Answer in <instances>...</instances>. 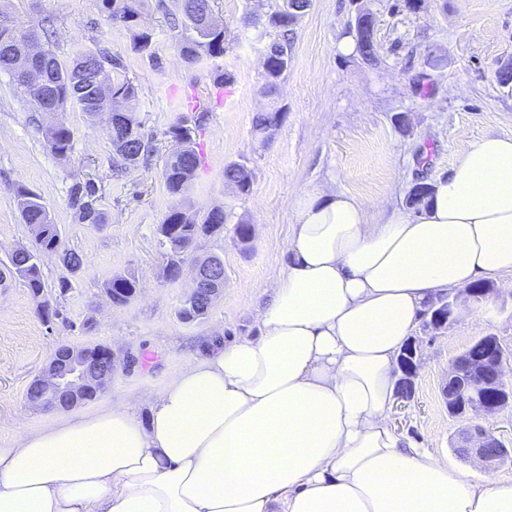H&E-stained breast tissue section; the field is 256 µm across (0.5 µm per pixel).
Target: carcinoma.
Listing matches in <instances>:
<instances>
[{"label": "carcinoma", "mask_w": 512, "mask_h": 512, "mask_svg": "<svg viewBox=\"0 0 512 512\" xmlns=\"http://www.w3.org/2000/svg\"><path fill=\"white\" fill-rule=\"evenodd\" d=\"M100 11L107 20L127 29L132 34V50L148 59L155 68L161 67L160 58L153 47V31L142 24L140 9L128 0H100ZM213 0H157L156 10L162 12L171 29L181 31L178 41L180 55L190 63L217 59L224 56L226 33L224 26L208 23L204 18L202 5L212 9ZM311 5V0H282L278 7L266 15L261 23L260 37L267 39L264 53L265 88H272L291 67L292 52L296 38V24L299 16ZM11 42V51L22 55L28 51L30 36L0 16V39ZM107 63L116 77L112 79L111 97L100 98L93 84L90 71H80L83 60L93 56ZM39 63L55 91V102L49 111L65 112L77 107L92 117L100 110L116 108L119 120L106 129L115 156L112 162V177L119 179L137 168L151 152V145L142 132L141 123L136 118L132 104L138 98V86L132 79L122 76L125 70L123 59L105 48L95 52H83L69 64L62 63L50 48L38 52ZM285 108L275 107L258 113L253 120L257 133L267 139L281 124ZM207 113L182 116L169 126L166 134L177 143V149L164 160L163 179L169 193L181 197L187 195L196 171L201 164L198 140L203 135ZM47 140L51 151L65 157L71 151L72 134L62 123H52L47 127ZM224 183L232 185L239 194L251 191L252 171L244 162H230L224 166ZM100 188L96 182H77L70 189V203L87 224H102L104 217L97 207ZM429 186L415 185L408 203L414 212H419L428 196ZM17 205L24 223L40 228L36 243L29 248L19 249L9 257V271L28 289L33 298L44 291L41 256L44 253H57L68 271L75 272L82 265L81 256L73 250L62 248L61 232L54 223L49 210L41 197L33 190L20 186L16 192ZM224 228V211L215 209L200 218L189 216L182 209H174L157 228L162 245L166 249V277L176 281L184 272L192 244L199 238L212 235ZM139 282L135 276L116 273L103 284L104 292L112 300V305H127L135 296ZM208 310L202 304L187 306L180 304L177 317L185 322L204 318Z\"/></svg>", "instance_id": "1"}]
</instances>
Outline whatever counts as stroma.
<instances>
[{
  "mask_svg": "<svg viewBox=\"0 0 512 512\" xmlns=\"http://www.w3.org/2000/svg\"><path fill=\"white\" fill-rule=\"evenodd\" d=\"M279 2L216 0L226 51L190 64L179 53L178 32L155 10V0H145L143 21L162 61L155 69L132 51L129 32L100 13L99 0H0V11L23 29L37 31L44 18L54 20L51 47L62 63L97 48L120 54L139 87L135 110L153 149L149 165L113 179L107 114L93 121L71 108L58 119L72 132V150L55 155L46 137L49 117L0 72V448L10 447L17 431L52 419V412L31 407L25 392L59 345L100 344L115 356L108 388L76 413L111 407L117 398L143 417L154 393L211 344L257 335L256 311L271 301L286 270L283 244L299 191L334 183L375 220L406 209L416 184L445 179L463 143L512 137V82L499 80L500 69L512 64V0H423L415 12L400 0H312L296 26L291 68L269 96L262 91L264 42L248 19ZM360 10L374 20L373 62L340 48ZM221 72L234 90L227 99L217 95ZM188 92L197 93L209 121L199 145L202 165L183 198L168 193L162 168L176 147L166 131L182 115ZM273 106L284 107L285 117L265 139L253 118ZM233 161L246 162L253 173L249 195L224 182V166ZM86 179L102 187L98 226L83 223L69 202L71 186ZM22 185L41 195L64 247L83 257L72 274L59 255L44 258L43 297L57 311L49 321L6 269L9 256L32 240L16 204ZM184 205L200 215L219 207L225 217L223 229L200 238L193 253L224 261V290L194 322L176 316L187 283L166 279L157 234L169 211ZM242 222L252 226L245 244L235 234ZM123 271L135 275L139 290L116 307L101 286ZM487 333L512 353V290L501 291L492 309L460 314L438 332L415 327L419 359L411 397L392 411L405 441L447 457L466 475L477 467L458 451L462 424L449 416L441 387L452 358Z\"/></svg>",
  "mask_w": 512,
  "mask_h": 512,
  "instance_id": "stroma-1",
  "label": "stroma"
}]
</instances>
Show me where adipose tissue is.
<instances>
[{
	"label": "adipose tissue",
	"instance_id": "adipose-tissue-1",
	"mask_svg": "<svg viewBox=\"0 0 512 512\" xmlns=\"http://www.w3.org/2000/svg\"><path fill=\"white\" fill-rule=\"evenodd\" d=\"M258 335L207 350L123 406L0 448V512H512V482L465 476L391 424L424 306L512 288V137L467 142L416 216L301 191Z\"/></svg>",
	"mask_w": 512,
	"mask_h": 512
}]
</instances>
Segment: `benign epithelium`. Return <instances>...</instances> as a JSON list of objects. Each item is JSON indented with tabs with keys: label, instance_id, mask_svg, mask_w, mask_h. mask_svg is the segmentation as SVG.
Returning a JSON list of instances; mask_svg holds the SVG:
<instances>
[{
	"label": "benign epithelium",
	"instance_id": "obj_1",
	"mask_svg": "<svg viewBox=\"0 0 512 512\" xmlns=\"http://www.w3.org/2000/svg\"><path fill=\"white\" fill-rule=\"evenodd\" d=\"M34 54L36 49L33 48L31 56L15 60L13 68L29 77L32 97L38 106L44 108L47 104L43 95L44 78L36 71ZM206 267L209 268L206 287H199L200 278L197 273H192L193 288L187 298L191 300L201 296L210 305L224 287V267L213 263L206 264ZM481 301L482 298L468 288L456 289L440 299L441 306L448 309L450 320L456 318L462 307ZM95 349V345L81 348L66 346V360L60 362L51 357L44 375L32 380L26 392L38 391L49 398L52 410H68L76 406L87 383L86 358ZM507 365L499 337L486 333L452 359L443 389L448 414L465 423L462 433L466 448L464 458L478 461L486 471L512 458V449L475 417L477 413L485 418L492 417L512 405V380L503 373Z\"/></svg>",
	"mask_w": 512,
	"mask_h": 512
}]
</instances>
